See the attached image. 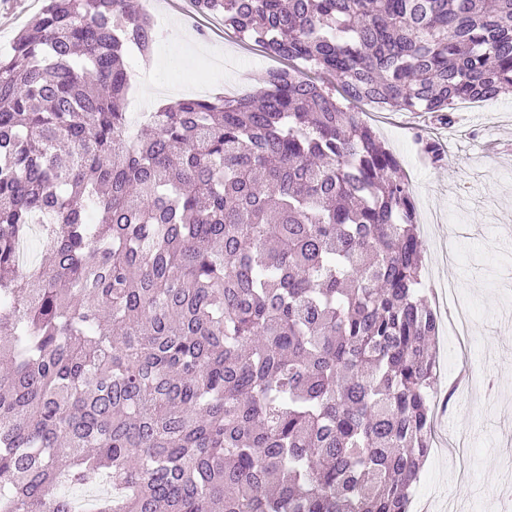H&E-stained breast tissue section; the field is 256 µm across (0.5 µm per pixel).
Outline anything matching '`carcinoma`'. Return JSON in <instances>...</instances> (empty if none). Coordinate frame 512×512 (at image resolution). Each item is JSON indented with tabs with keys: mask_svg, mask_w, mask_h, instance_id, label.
<instances>
[{
	"mask_svg": "<svg viewBox=\"0 0 512 512\" xmlns=\"http://www.w3.org/2000/svg\"><path fill=\"white\" fill-rule=\"evenodd\" d=\"M272 70L124 111L145 0H45L0 55V512H408L438 319L398 158L512 88V0H193ZM51 263L23 270L33 228Z\"/></svg>",
	"mask_w": 512,
	"mask_h": 512,
	"instance_id": "1",
	"label": "carcinoma"
}]
</instances>
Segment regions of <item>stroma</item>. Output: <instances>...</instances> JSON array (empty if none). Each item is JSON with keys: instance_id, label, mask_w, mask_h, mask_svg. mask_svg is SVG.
Listing matches in <instances>:
<instances>
[{"instance_id": "1", "label": "stroma", "mask_w": 512, "mask_h": 512, "mask_svg": "<svg viewBox=\"0 0 512 512\" xmlns=\"http://www.w3.org/2000/svg\"><path fill=\"white\" fill-rule=\"evenodd\" d=\"M43 0H0V53L36 16ZM173 20L161 29L151 54L153 79L133 85L128 104L148 109L194 95L201 87L246 94L262 87L277 63L226 30L221 15H199L185 24L183 0H162ZM497 112L456 116L437 123L424 112L364 106L366 121L399 158L419 209L422 279L430 305L445 286L475 315L470 358L483 380L480 393L446 401L459 374L450 360L451 340H435L439 381L432 394L441 405L433 430L465 437L474 448L469 479L447 457L430 453L412 499L427 512H448L464 499L465 512H512V500L494 491L512 458V93L497 98ZM438 141L443 159L431 164L418 138Z\"/></svg>"}]
</instances>
